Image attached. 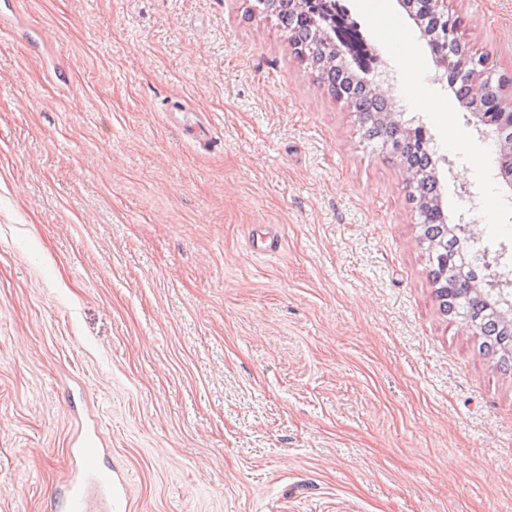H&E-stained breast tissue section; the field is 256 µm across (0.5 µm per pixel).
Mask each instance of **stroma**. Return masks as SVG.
<instances>
[{
    "instance_id": "35a3bbf8",
    "label": "stroma",
    "mask_w": 512,
    "mask_h": 512,
    "mask_svg": "<svg viewBox=\"0 0 512 512\" xmlns=\"http://www.w3.org/2000/svg\"><path fill=\"white\" fill-rule=\"evenodd\" d=\"M253 2L0 0V512H50L84 427L123 512H512V368L440 308L403 165ZM339 4L512 269L494 141L398 0ZM448 8L512 77V0Z\"/></svg>"
}]
</instances>
